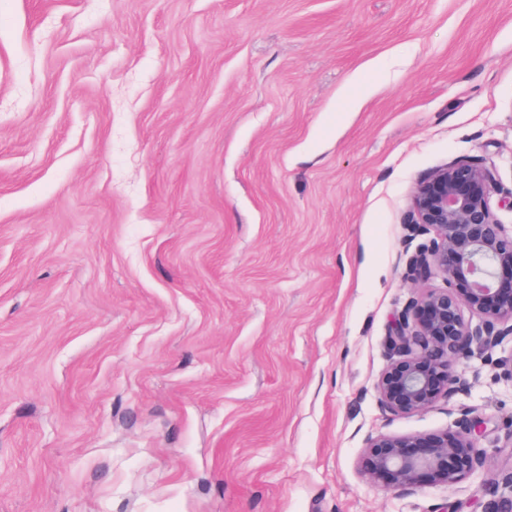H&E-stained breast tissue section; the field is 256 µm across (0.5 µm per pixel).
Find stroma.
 Returning <instances> with one entry per match:
<instances>
[{"label":"stroma","mask_w":512,"mask_h":512,"mask_svg":"<svg viewBox=\"0 0 512 512\" xmlns=\"http://www.w3.org/2000/svg\"><path fill=\"white\" fill-rule=\"evenodd\" d=\"M492 167L512 225V0H0V512H485L490 454L382 489L414 183Z\"/></svg>","instance_id":"obj_1"}]
</instances>
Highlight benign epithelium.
I'll list each match as a JSON object with an SVG mask.
<instances>
[{"mask_svg":"<svg viewBox=\"0 0 512 512\" xmlns=\"http://www.w3.org/2000/svg\"><path fill=\"white\" fill-rule=\"evenodd\" d=\"M493 170L454 160L414 184L408 208L412 230L431 235L409 259L410 276L443 278L423 288L395 320L387 338L391 362L375 391L382 409L398 417L425 411L466 392L453 367L476 354L492 355L512 342V227L491 205ZM457 430L426 435L369 436L357 468L372 484L410 490L421 482L454 487L488 462L483 421L458 408ZM512 506V474L488 488Z\"/></svg>","mask_w":512,"mask_h":512,"instance_id":"benign-epithelium-1","label":"benign epithelium"}]
</instances>
